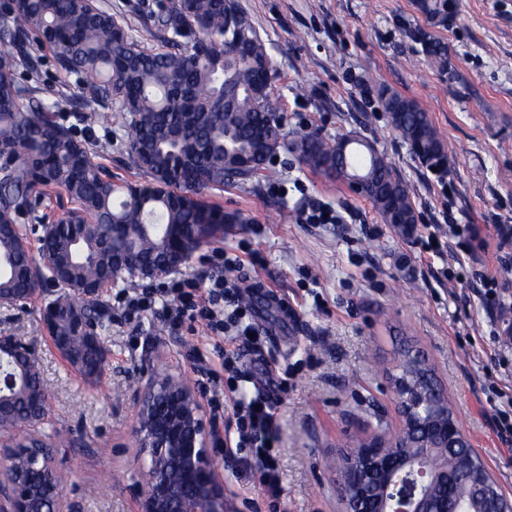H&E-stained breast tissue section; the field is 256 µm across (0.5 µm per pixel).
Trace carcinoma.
<instances>
[{
	"label": "carcinoma",
	"mask_w": 512,
	"mask_h": 512,
	"mask_svg": "<svg viewBox=\"0 0 512 512\" xmlns=\"http://www.w3.org/2000/svg\"><path fill=\"white\" fill-rule=\"evenodd\" d=\"M432 23L448 17V0H418ZM161 47L141 45L112 11L95 0H0V290L32 296L39 278L54 273L61 288H89L95 295L121 274L133 290V273L162 261H181L173 249L192 254L224 234L226 224H245L244 213L206 199L224 181L271 179L279 151L346 183L363 179L366 197L382 218L414 212L408 189L392 164L370 145L347 140L329 144L313 132L288 137L270 92L273 81L264 42L235 0H155L149 11ZM74 81L60 85V99L84 111L124 112L126 149L145 183L115 182L87 149L81 132L47 115L40 99L42 52ZM395 128L408 139H425L415 156L433 168L446 158L426 112L411 99H384ZM250 166L239 167L241 159ZM63 191L73 207L56 216L50 199ZM54 225L40 246L37 265L18 219ZM53 334L69 345L70 363L86 379L99 376L105 361L109 317L91 301L61 293L55 298ZM98 345L85 340L89 320ZM422 400L441 397L424 360L409 350L397 364ZM47 398L37 376L16 393L18 418L29 403ZM440 459L457 472L448 499L471 509L467 472L484 470L471 448H450Z\"/></svg>",
	"instance_id": "cac0c4a2"
}]
</instances>
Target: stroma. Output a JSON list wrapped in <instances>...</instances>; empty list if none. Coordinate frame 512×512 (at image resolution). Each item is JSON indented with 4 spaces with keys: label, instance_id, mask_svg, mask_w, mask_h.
I'll use <instances>...</instances> for the list:
<instances>
[{
    "label": "stroma",
    "instance_id": "stroma-1",
    "mask_svg": "<svg viewBox=\"0 0 512 512\" xmlns=\"http://www.w3.org/2000/svg\"><path fill=\"white\" fill-rule=\"evenodd\" d=\"M142 2L96 0L151 48L156 30L143 19ZM236 2L266 44L272 94L289 134L367 141L407 186L421 226L452 218L478 229L471 252L436 257L420 237L398 235L347 183L287 154L276 180L228 182L209 193L210 202L250 221L225 225L182 272L202 276L221 248L245 262L262 342L243 359L245 390L265 392L267 364L285 383L276 443L280 512H343L327 462L346 438L399 427L392 374L407 346L432 367L471 448L512 496V446L493 425L499 413L512 415V350L495 339L512 332V311L490 324L489 299L472 277L476 269L496 275L512 303V266L498 262L512 254V243H500L493 229L512 220V0H455L444 27L430 24L416 0ZM428 39L446 43V70L432 64ZM386 90L427 113L448 151L444 180L419 164L393 127L381 103ZM107 134L113 146L102 164L114 180L140 182L120 113L95 123V137ZM310 200L330 204L342 223H300L297 213ZM40 306L37 299L23 308L0 305V334L39 350L50 400L46 430L66 439L51 449L68 476L63 495L75 512H139L137 391L154 370L196 383L188 354L211 347L208 332L198 323L174 336L152 316L113 320L103 372L89 382L51 345ZM216 463L233 512H271L249 470L221 457Z\"/></svg>",
    "mask_w": 512,
    "mask_h": 512
}]
</instances>
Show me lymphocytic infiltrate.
<instances>
[{"instance_id": "f902f5d3", "label": "lymphocytic infiltrate", "mask_w": 512, "mask_h": 512, "mask_svg": "<svg viewBox=\"0 0 512 512\" xmlns=\"http://www.w3.org/2000/svg\"><path fill=\"white\" fill-rule=\"evenodd\" d=\"M243 266L239 256L218 249L208 262L202 277H185L161 286L151 284L124 292L118 304L122 315L130 321L145 315L163 313L172 334L181 335L185 325L201 323L211 335H231L233 345L217 347L215 355L193 349L194 365H206L201 384L209 394L215 415H223L225 402H232L234 414L227 430L228 437L220 444L226 457L238 456L239 449L249 448L243 465L257 475L271 503H278L282 494L276 451L272 446L277 425V397L247 396L242 382L244 374L239 363L246 352L254 349L253 326L248 311L241 304L243 278L237 272Z\"/></svg>"}]
</instances>
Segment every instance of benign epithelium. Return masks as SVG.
<instances>
[{"instance_id":"1","label":"benign epithelium","mask_w":512,"mask_h":512,"mask_svg":"<svg viewBox=\"0 0 512 512\" xmlns=\"http://www.w3.org/2000/svg\"><path fill=\"white\" fill-rule=\"evenodd\" d=\"M40 359L37 348L20 336H0V358L17 363ZM50 421L48 404L19 420L0 406V441L28 438L32 443L0 451V512H74L54 479L49 440L40 428ZM432 433L419 436L412 448L467 447L458 423L448 414L432 418ZM137 461L140 464V512H228L224 485L218 480L212 429L195 391L179 377L153 374L142 387L136 411ZM390 436L367 439L360 453L364 467L352 477L366 485L370 497L357 502L346 496V512H448L433 487L453 481L445 467L435 468L421 455L386 457L379 449ZM487 477L470 472L472 499L479 512H508L504 501L486 493Z\"/></svg>"}]
</instances>
